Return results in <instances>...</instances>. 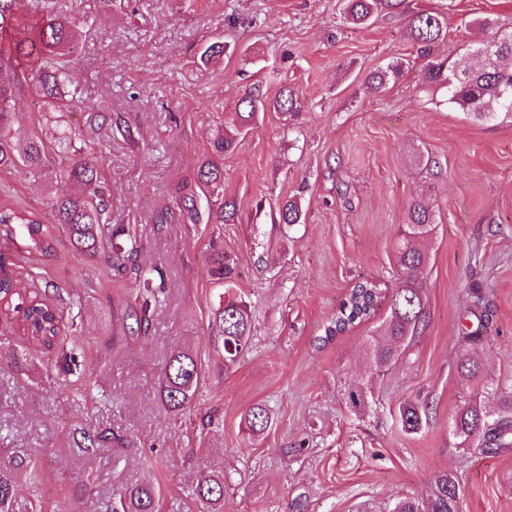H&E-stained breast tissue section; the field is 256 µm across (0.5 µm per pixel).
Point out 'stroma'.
Returning a JSON list of instances; mask_svg holds the SVG:
<instances>
[{
	"label": "stroma",
	"instance_id": "1",
	"mask_svg": "<svg viewBox=\"0 0 512 512\" xmlns=\"http://www.w3.org/2000/svg\"><path fill=\"white\" fill-rule=\"evenodd\" d=\"M89 32L79 46L78 122L106 114L90 136L101 156L112 221L135 232L138 267L78 261L67 238L54 256L14 259L17 286L56 304L72 297L73 325L52 348L0 322V463L30 456L37 480L15 487L24 512H101L130 484L160 492L159 512H197L200 471L224 472V512H389L423 499L454 473L464 512H512V450L461 447L452 431L468 396L461 353L495 378L512 377V123L471 120L430 82L408 36L413 13L448 18L431 52L512 32V0H404L365 27L340 21L339 0H73ZM229 45L203 64L211 43ZM404 58L411 66L385 89L366 75ZM267 98L299 96L295 123L258 113L224 157V196L241 222L182 221L177 201L213 198L196 171L252 84ZM46 184L25 170L0 171V204L50 218ZM301 223H272L289 198ZM435 229L423 273L427 315L395 365L376 375L368 336L388 313L340 335L325 329L351 288L395 286V248L414 203ZM219 246L237 262L236 293L253 313L247 349L233 364L208 334L223 291L207 256ZM162 268L164 301L134 330L139 272ZM478 331L473 342L463 332ZM197 354L204 378L183 415L156 391L174 348ZM78 368L60 369L65 354ZM372 385L377 402L355 416L345 384ZM404 401L426 404L420 433L396 422ZM268 408L270 427L246 438L244 415ZM104 436L95 453L80 443Z\"/></svg>",
	"mask_w": 512,
	"mask_h": 512
}]
</instances>
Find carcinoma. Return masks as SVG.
Listing matches in <instances>:
<instances>
[{"mask_svg":"<svg viewBox=\"0 0 512 512\" xmlns=\"http://www.w3.org/2000/svg\"><path fill=\"white\" fill-rule=\"evenodd\" d=\"M20 0H0V171L23 167L35 179L59 185L47 202L54 223L43 222L36 213L19 207L0 206V320L17 321L33 342L50 348L60 336L63 307L50 306L35 297L13 289L12 258L18 254L47 256L55 252L57 231L66 233L71 246L80 255L98 254L117 269L136 264L138 247L126 229L108 227V200L101 181L97 153L88 149L82 127L73 121L75 91L74 60L78 35L83 26L69 8V0H30L29 10L18 12ZM403 0H344V19L353 25H366L374 17L391 13ZM411 40L420 46L430 78L448 88V103L458 107L475 121L488 116L486 104L493 101L501 108L500 116L512 120V34L483 44L490 49L492 61L474 51L477 62L439 60L431 56L432 45L448 36L447 18L434 11H420L409 22ZM406 63L393 60L367 75V85L381 90L399 80ZM27 95L45 123L36 131H22L14 125L16 97ZM270 107L292 119L300 111L293 89L284 87L272 100L263 99L260 89L246 94L239 102L233 124L211 143V156L197 171V179L221 195L224 190V154L233 151L256 113ZM180 216L196 223L200 220L197 199L192 194L181 197ZM238 209L233 202L219 203L216 212L208 213L215 223L234 221ZM302 208L295 199L278 206L281 224H298ZM435 228L432 212L423 206L409 211V222L399 231L396 251L397 282L392 291L388 315L380 334L367 338L366 353L377 369L397 362L416 335L426 315V297L419 273L429 265L430 255L416 246L430 237ZM211 275L227 289L235 278L234 259L215 250L208 256ZM163 293V283L142 276L137 299L140 312L134 313L137 329H142L151 304ZM380 293L375 283L356 284L341 301L336 314L325 329L326 335H339L369 319L375 312ZM210 335L221 341L224 360L235 362L246 349L252 333L248 304L240 297L219 296L209 322ZM461 381L482 382V393L496 401V409L486 410L478 395L466 399L459 407L454 430L461 445L484 452L497 453L512 447V379L482 380L481 366L468 354L457 363ZM201 370L197 356L188 349L176 348L167 358L158 389V399L169 412L178 414L191 406L200 384ZM343 396L355 415L367 412L374 403L372 388L348 384ZM425 408L404 402L397 412L401 429L415 434L423 427ZM270 424L266 407L257 404L245 415L248 432H264ZM30 460L18 450L10 460L0 464V512H16L15 480L28 470ZM456 477L448 472L435 480L429 499H398L390 512H464ZM200 512H224V471L201 474L194 489ZM157 491L153 484L130 485L116 508L106 512H157Z\"/></svg>","mask_w":512,"mask_h":512,"instance_id":"cac0c4a2","label":"carcinoma"}]
</instances>
